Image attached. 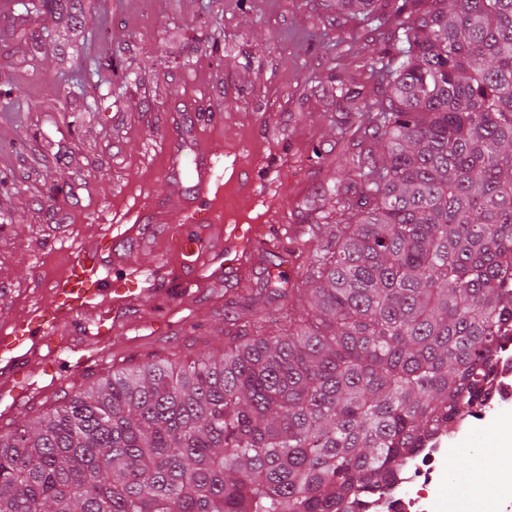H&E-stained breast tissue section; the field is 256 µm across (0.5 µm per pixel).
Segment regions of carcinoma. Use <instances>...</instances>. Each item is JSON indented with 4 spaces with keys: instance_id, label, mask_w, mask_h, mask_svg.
<instances>
[{
    "instance_id": "obj_1",
    "label": "carcinoma",
    "mask_w": 512,
    "mask_h": 512,
    "mask_svg": "<svg viewBox=\"0 0 512 512\" xmlns=\"http://www.w3.org/2000/svg\"><path fill=\"white\" fill-rule=\"evenodd\" d=\"M393 19L383 98L336 81L378 154L336 179L312 288L266 332L147 362L0 432V512H350L448 434L512 316V0H334Z\"/></svg>"
}]
</instances>
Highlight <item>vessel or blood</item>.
Returning <instances> with one entry per match:
<instances>
[{"instance_id":"obj_1","label":"vessel or blood","mask_w":512,"mask_h":512,"mask_svg":"<svg viewBox=\"0 0 512 512\" xmlns=\"http://www.w3.org/2000/svg\"><path fill=\"white\" fill-rule=\"evenodd\" d=\"M223 176V153L209 150L194 161V201L183 207L176 224L164 230L169 261L148 267L133 254L113 252L107 236H93L53 280L47 304L17 317L0 332V391L11 396L13 405L36 392L33 371L43 361L52 362L62 377L104 363L128 309L150 302L155 315L165 314L171 298L157 288L158 275L174 277L184 288L201 287L223 268L239 265L241 255L266 246L258 226L225 231L221 200L214 199L206 208L196 206V199L211 196ZM186 224L208 225L213 236L208 249L183 233ZM82 318L95 322V335H72L74 323Z\"/></svg>"}]
</instances>
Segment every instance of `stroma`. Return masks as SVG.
Here are the masks:
<instances>
[{"label":"stroma","mask_w":512,"mask_h":512,"mask_svg":"<svg viewBox=\"0 0 512 512\" xmlns=\"http://www.w3.org/2000/svg\"><path fill=\"white\" fill-rule=\"evenodd\" d=\"M329 0H77L40 19L24 0H0V329L47 298L49 282L96 231L145 197L176 219L191 181L168 176V137L182 161L216 149L240 158L224 172V223L267 225L278 240L246 254L156 320L127 313L107 365L53 380L24 409L0 404V429L35 418L118 367L190 361L226 322L248 325L247 299L292 259L289 287L308 288L336 217V167L345 142L331 89L337 80L379 96L372 70L387 62L390 25L353 38ZM114 58L112 68L88 61ZM278 183L257 201L247 175Z\"/></svg>","instance_id":"stroma-1"}]
</instances>
